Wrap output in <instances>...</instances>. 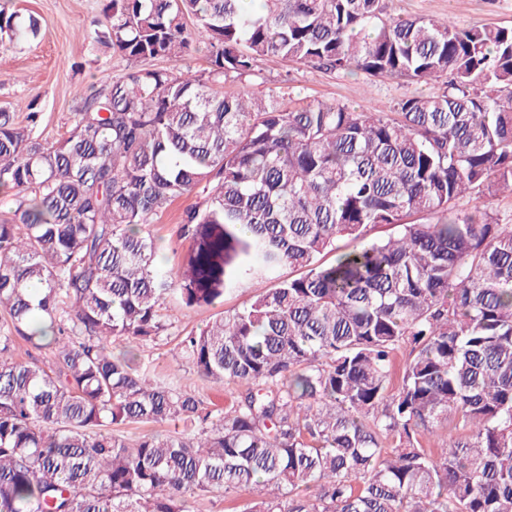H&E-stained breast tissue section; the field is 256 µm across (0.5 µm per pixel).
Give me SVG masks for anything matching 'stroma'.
I'll return each instance as SVG.
<instances>
[{
	"mask_svg": "<svg viewBox=\"0 0 512 512\" xmlns=\"http://www.w3.org/2000/svg\"><path fill=\"white\" fill-rule=\"evenodd\" d=\"M390 15H412L426 19L447 18L460 27H512V0H385ZM102 0H14L22 14L39 17V36L9 50L0 49V105H14V118L24 121L25 109L19 101H35L41 121L35 130L40 139L60 138L70 127L71 106L91 86L118 76L122 64L111 52L92 48L82 37L90 29ZM288 85L290 90L315 101L348 106H366L372 112H392L400 100L416 95L441 92L443 83H420L406 78L373 77L364 72L329 73L295 62L264 65L260 74L247 83L226 81L224 90L237 93L248 86L257 95ZM194 197L176 199L150 225L158 252L156 265L163 270L178 268L184 261L188 243L180 236L181 220ZM261 285L246 284L227 292L221 303L188 308L169 302L164 311L167 331L156 341L139 348L143 367L152 376L178 382L204 401L230 403L238 390L226 386L216 391L200 380L185 359H173L170 351L183 336L211 321L217 314L230 312L251 301Z\"/></svg>",
	"mask_w": 512,
	"mask_h": 512,
	"instance_id": "stroma-1",
	"label": "stroma"
}]
</instances>
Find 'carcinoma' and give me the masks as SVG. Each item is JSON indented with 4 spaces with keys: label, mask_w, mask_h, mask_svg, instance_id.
I'll return each mask as SVG.
<instances>
[{
    "label": "carcinoma",
    "mask_w": 512,
    "mask_h": 512,
    "mask_svg": "<svg viewBox=\"0 0 512 512\" xmlns=\"http://www.w3.org/2000/svg\"><path fill=\"white\" fill-rule=\"evenodd\" d=\"M40 28L0 4L1 44ZM83 38L125 72L79 96L63 136L34 135L33 101L25 124L0 108V512H193L239 489L247 512H512V223L460 209L512 195V28L384 0H104ZM200 44V71L148 65ZM269 61L447 81L385 114L224 93ZM190 194L186 261L161 272L142 227ZM378 224L397 234L321 262ZM258 281L274 286L180 344L237 400L149 382L136 350L171 297L212 306ZM19 339L53 364L15 358ZM450 418L466 434L424 447ZM166 421L183 429L116 434Z\"/></svg>",
    "instance_id": "obj_1"
}]
</instances>
